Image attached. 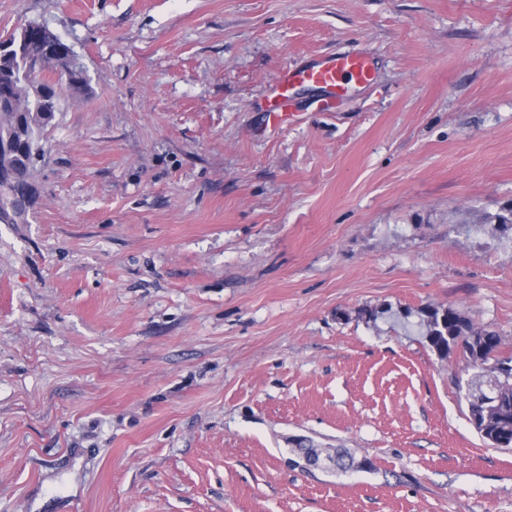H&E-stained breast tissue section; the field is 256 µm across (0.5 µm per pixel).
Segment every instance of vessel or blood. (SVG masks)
<instances>
[{"label":"vessel or blood","instance_id":"b4317fda","mask_svg":"<svg viewBox=\"0 0 512 512\" xmlns=\"http://www.w3.org/2000/svg\"><path fill=\"white\" fill-rule=\"evenodd\" d=\"M373 79L370 59L361 53L328 54L307 66L281 71L274 86L268 109L276 120H290L289 102L296 87L308 85L321 93L325 109L355 87H364Z\"/></svg>","mask_w":512,"mask_h":512}]
</instances>
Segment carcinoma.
<instances>
[{
  "label": "carcinoma",
  "instance_id": "1",
  "mask_svg": "<svg viewBox=\"0 0 512 512\" xmlns=\"http://www.w3.org/2000/svg\"><path fill=\"white\" fill-rule=\"evenodd\" d=\"M14 40L13 52L0 57V143H19V153L12 156L9 174L0 180V224L28 223L36 204L30 197L36 165L45 152V135L55 120L61 90L82 92L88 86L84 68L66 66L74 49L48 26L35 24ZM423 325L430 347L439 356L458 348L479 374L496 378V402L486 405L477 395L465 396L468 418L491 446L496 448L503 441L512 444V351L502 350L498 332L474 326L451 306L423 310ZM291 452L297 467L304 460L322 459L324 468L342 473L372 469L369 460L357 461L345 448H320L306 438Z\"/></svg>",
  "mask_w": 512,
  "mask_h": 512
}]
</instances>
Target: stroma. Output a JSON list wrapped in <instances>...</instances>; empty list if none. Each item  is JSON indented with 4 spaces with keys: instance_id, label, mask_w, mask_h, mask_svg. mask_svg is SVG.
Listing matches in <instances>:
<instances>
[{
    "instance_id": "1",
    "label": "stroma",
    "mask_w": 512,
    "mask_h": 512,
    "mask_svg": "<svg viewBox=\"0 0 512 512\" xmlns=\"http://www.w3.org/2000/svg\"><path fill=\"white\" fill-rule=\"evenodd\" d=\"M30 22L90 91L0 224V512H512L421 323L512 350V0H0ZM353 51L369 86L273 127L284 68ZM291 452L296 455L298 460L292 459L294 466L301 467L302 470H308L302 461L324 460L321 468L333 469L342 473L348 471H368L372 469V463L368 459L356 461L353 455L346 448H320L310 439H302L296 444V448H291Z\"/></svg>"
}]
</instances>
